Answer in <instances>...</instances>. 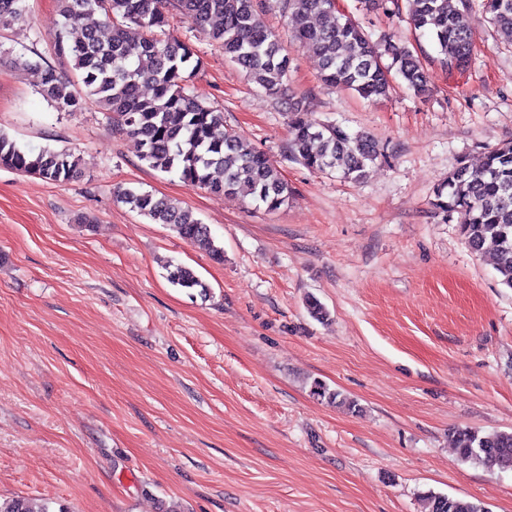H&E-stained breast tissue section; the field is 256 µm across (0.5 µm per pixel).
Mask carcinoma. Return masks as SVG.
<instances>
[{"mask_svg":"<svg viewBox=\"0 0 512 512\" xmlns=\"http://www.w3.org/2000/svg\"><path fill=\"white\" fill-rule=\"evenodd\" d=\"M62 20L52 40L53 53L67 60L73 82L49 64H31L13 57L0 43V60L34 66L38 93L57 112H78L89 104L112 116L119 131L136 138L140 159L163 172H176L183 182L214 194L235 195L271 212L288 203L293 191L267 153L236 133L224 137L215 129L224 113L189 92V81L202 66L192 44L172 34L169 11L176 9L239 66L264 92L288 109L290 149L309 169L338 172L357 183L382 157L368 133L341 125L312 124L303 100L288 82L290 57L282 41L261 18L257 0H58ZM366 13H392L398 0H358ZM294 40L315 56L324 84L381 101L393 89V77L423 95L428 91L420 60L407 46L383 34L374 40L345 15L336 14L331 0H283ZM101 12L105 22L88 27L84 18ZM488 21L512 42V0H483ZM473 0H411L409 20L437 44L441 64L464 70L473 45ZM27 13V0H0V29H9ZM319 16V23L312 22ZM151 66H140L143 58ZM152 94L145 96L141 88ZM67 183L81 177L78 157L66 150L25 149L0 131V167ZM121 200L155 224H165L180 238L208 249L217 260L207 225L179 202L130 188ZM434 206L458 215L460 234L468 247L483 251L490 242L496 252L501 284L512 288V141L490 150L479 167L465 162L448 174L434 191ZM168 280L186 290L206 292V284L188 267L176 265ZM312 393L329 403L357 411V401L320 381ZM455 448L463 462L487 469L512 470V432L481 435L468 429L455 433ZM429 512H488L480 503L449 495L426 496ZM0 512H51L49 503L25 497L0 498Z\"/></svg>","mask_w":512,"mask_h":512,"instance_id":"obj_1","label":"carcinoma"}]
</instances>
